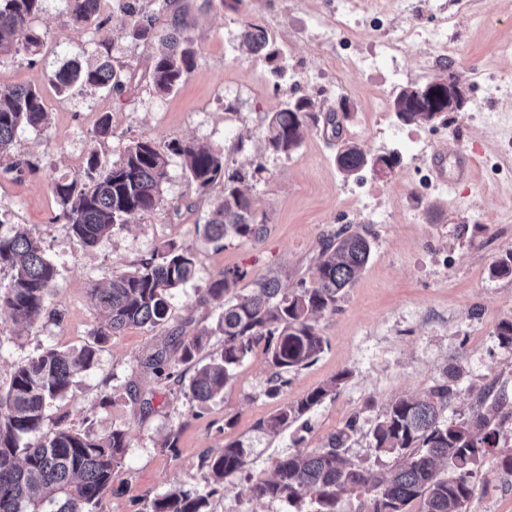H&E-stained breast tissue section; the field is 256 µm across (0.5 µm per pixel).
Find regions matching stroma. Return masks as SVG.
Listing matches in <instances>:
<instances>
[{
	"label": "stroma",
	"instance_id": "35a3bbf8",
	"mask_svg": "<svg viewBox=\"0 0 512 512\" xmlns=\"http://www.w3.org/2000/svg\"><path fill=\"white\" fill-rule=\"evenodd\" d=\"M139 4L155 12L157 30L177 22L193 38L195 66L172 93H155L149 69L157 45L128 34L116 0H102L78 32L64 0H45L35 22L44 35L39 52L0 59V86L41 89L50 115L44 132L24 130L16 137L15 154L37 169L20 178L0 171V221L27 225L59 270V286L48 299L58 318L17 324L0 307V384L18 362L42 349L92 342L99 318L88 301L90 289L133 270L165 242L182 244L195 256L194 278L174 298L173 323L189 336L215 325L217 311L199 297L225 270L239 267L252 277L284 271L292 288L313 276L323 237L349 227L373 248L336 312L317 322L327 341L324 353L289 374L281 397L265 394L270 370L263 352L237 369L220 397L201 406L179 387L158 382L146 366L169 328L133 327L110 336L94 367L50 412L69 429L101 433L120 425L128 431L123 465L96 512H141L145 499L172 488H204L203 457L231 440L252 448L248 471L272 474L276 460L297 447L295 436H302V449L319 448L352 417L357 433L350 455L374 473H386L395 458L376 457L370 447L378 416L400 396L425 395L450 368L460 374V394L445 418L477 413V391L487 384L512 400V349L500 347L494 336L497 323L512 317V276L490 274L512 249V90L497 85L500 76L512 74V0H252L244 11L219 0H174L165 10L157 0ZM247 20L275 37L288 64L285 79L276 78L272 62L240 50ZM442 27L452 44L448 52L432 36ZM404 30L413 34L408 48L387 50ZM102 42L125 69L124 91L58 94L55 73L67 61L92 60ZM340 55L373 56L377 63L340 73L334 66ZM445 57L461 77L462 109L428 123L398 121L391 107L396 93L441 75ZM289 95L311 97L324 112L346 101L351 112L342 139L317 127L290 157L266 152V118ZM378 110L383 116L377 125L371 116ZM104 117L111 134L100 148L110 158L149 136L214 146L229 168L253 171L249 187L266 216L264 238L232 240L221 248L210 242L203 228L223 185L196 191L180 157L173 156L159 208L130 218L97 246H85L60 219L52 184L82 169L90 134ZM344 139L369 156L391 157L388 173H341L336 154ZM445 142L476 161L472 176L451 187L429 172L433 148ZM342 372L347 378L336 392L293 430L272 435L263 429L284 401L299 400ZM106 393L112 402L104 408ZM147 399L153 403L149 411L143 407ZM171 436L172 451L163 446ZM509 455L511 422L501 426L463 512H512V473L499 463ZM245 485L243 476L226 478L211 512H313L307 501L294 507L249 499Z\"/></svg>",
	"mask_w": 512,
	"mask_h": 512
}]
</instances>
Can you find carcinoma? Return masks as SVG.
<instances>
[{
  "label": "carcinoma",
  "instance_id": "1",
  "mask_svg": "<svg viewBox=\"0 0 512 512\" xmlns=\"http://www.w3.org/2000/svg\"><path fill=\"white\" fill-rule=\"evenodd\" d=\"M44 0H0V58L24 51L38 52L42 36L34 21ZM77 28L98 12L101 0H65ZM127 17L130 35L158 42L151 65L156 93L165 95L178 88L195 64L193 41L186 30L174 24L167 32L156 29V13L138 8L130 0H118ZM268 32L247 23L241 46L252 54H265L275 61L279 50ZM55 86L66 93L76 86L120 93L125 70L113 64L110 47L96 49V61L87 65L70 61L55 75ZM432 92L420 96L406 87L392 101L393 112L405 124L429 122L447 111L441 92L445 81L428 84ZM349 110L331 108L325 123L340 136ZM320 122L314 102L305 96L286 99L272 113L264 130L266 151L291 156L302 145L305 133ZM49 112L40 90L34 87H0V165L6 172L21 174L31 163L15 155L12 146L21 130L41 131L48 126ZM178 156L190 182L205 190L217 181L224 193L204 225L212 242H254L267 231L255 199L243 186L249 179L245 169H229L224 152L193 142L172 140L159 143L143 136L126 146L119 158L110 160L97 146L90 147L85 166L72 179L53 182L52 191L62 207V216L73 234L89 247L110 236L117 225L134 215H147L161 204L160 188L167 177L170 156ZM391 164V158L367 156L355 143H345L336 155L338 168L352 175L372 162ZM372 251L370 240L357 231L342 229L325 237L315 258L316 272L294 288H283L276 276L261 275L252 288L236 293L248 272L230 269L205 288L199 299L220 309L215 327L194 336L173 329L167 342L148 361L159 379L181 383L177 365H190L185 396L201 404L223 393L234 370L257 349L266 355L271 371L266 395L278 397L288 385V374L313 364L324 352L326 340L317 329V319L336 311L346 288L357 279ZM12 272L8 293L0 295V307L14 321L31 324L48 311L50 290L58 287L59 271L45 254L40 240L19 224L3 229L0 223V271ZM491 276L512 275V250L491 267ZM195 273L192 252L168 242L140 261L137 267L112 278L104 288L90 290L89 300L100 314L94 342L78 350L46 348L23 362L7 386H0V512H96L103 494L111 487L128 448V430L114 427L97 434L61 426L43 432L48 411L64 400L76 375L90 370L98 345L129 326L154 329L172 320L174 291L189 283ZM218 332L224 348L202 357L205 337ZM499 345L512 349V318L501 320L495 330ZM178 353L171 360L169 345ZM348 377L340 373L295 402H284L264 426L278 432L288 429L340 386ZM459 394L456 376L432 387L423 397H401L393 401L373 429L371 448L378 454H393L397 465L379 476L349 456L357 418L336 430L321 448L292 452L277 459L270 478L246 476L247 492L253 499L286 500L295 504L310 498L314 512H336L340 497L359 492L369 495L368 512H462L473 494V478L483 460L497 446L498 419L512 417V402L493 387L478 395L482 411L471 417L446 420L442 413ZM251 449L240 440L224 443L222 452L207 455L211 489L174 488L147 499L142 512H208L210 497L224 487V479L243 472ZM453 476L443 478V469Z\"/></svg>",
  "mask_w": 512,
  "mask_h": 512
}]
</instances>
